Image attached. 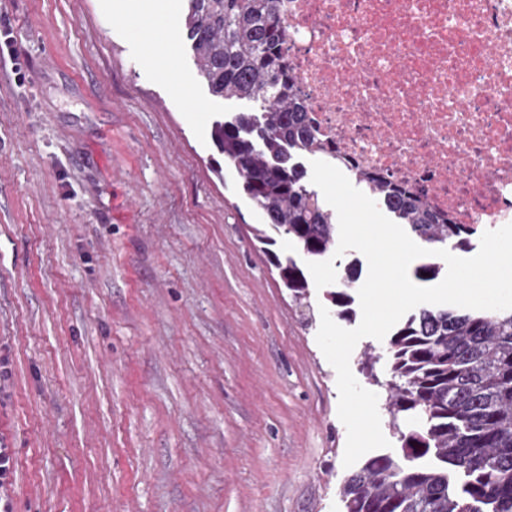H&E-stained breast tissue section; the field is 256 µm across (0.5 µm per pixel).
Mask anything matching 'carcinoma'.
<instances>
[{
	"instance_id": "cac0c4a2",
	"label": "carcinoma",
	"mask_w": 512,
	"mask_h": 512,
	"mask_svg": "<svg viewBox=\"0 0 512 512\" xmlns=\"http://www.w3.org/2000/svg\"><path fill=\"white\" fill-rule=\"evenodd\" d=\"M187 2L186 36L211 95L259 106L215 123L211 133L224 162L236 169L241 191L261 212L259 242H272L271 230L308 261L336 251L334 212L310 189L299 161L319 156L350 172L425 243L470 247L467 225L438 217L407 186L350 162L320 139L281 53V0ZM271 263L293 301L310 306L312 285L301 265L276 254ZM444 268L429 261L413 275L430 282ZM357 275L347 268L340 287L324 292L341 316L353 313ZM388 352V413L400 448L367 458L344 481L343 512H512V310L423 307L393 334Z\"/></svg>"
}]
</instances>
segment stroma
Returning a JSON list of instances; mask_svg holds the SVG:
<instances>
[{
  "label": "stroma",
  "instance_id": "stroma-1",
  "mask_svg": "<svg viewBox=\"0 0 512 512\" xmlns=\"http://www.w3.org/2000/svg\"><path fill=\"white\" fill-rule=\"evenodd\" d=\"M184 0H0V441L13 512H341L337 375L215 170ZM388 342L355 346L385 397ZM377 363L366 375L368 357Z\"/></svg>",
  "mask_w": 512,
  "mask_h": 512
}]
</instances>
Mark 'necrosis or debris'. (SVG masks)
<instances>
[{"mask_svg": "<svg viewBox=\"0 0 512 512\" xmlns=\"http://www.w3.org/2000/svg\"><path fill=\"white\" fill-rule=\"evenodd\" d=\"M317 133L474 231L512 223V0H283Z\"/></svg>", "mask_w": 512, "mask_h": 512, "instance_id": "necrosis-or-debris-1", "label": "necrosis or debris"}]
</instances>
